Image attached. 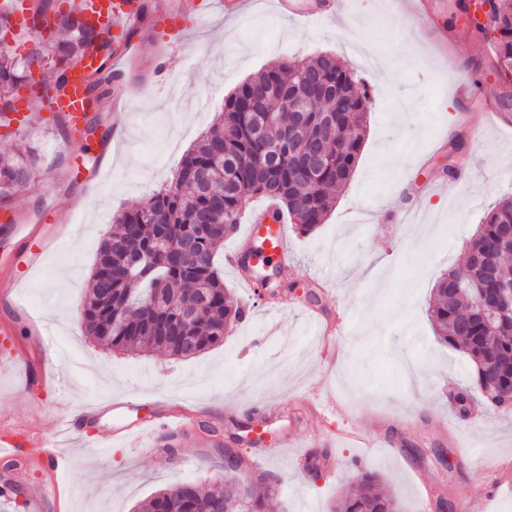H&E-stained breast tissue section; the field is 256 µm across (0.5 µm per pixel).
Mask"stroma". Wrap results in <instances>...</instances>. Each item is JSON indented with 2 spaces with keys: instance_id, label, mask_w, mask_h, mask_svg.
Instances as JSON below:
<instances>
[{
  "instance_id": "stroma-1",
  "label": "stroma",
  "mask_w": 512,
  "mask_h": 512,
  "mask_svg": "<svg viewBox=\"0 0 512 512\" xmlns=\"http://www.w3.org/2000/svg\"><path fill=\"white\" fill-rule=\"evenodd\" d=\"M417 27L400 0H334L316 23L277 15L273 0H244L236 18L218 14L191 31L187 53L169 56L144 42L126 74L133 87L127 126L108 167L97 169L98 137L75 139L63 127L24 129L43 154L48 184L22 188L9 203L26 221L45 191L63 209L59 224H40L47 249L12 248L5 273L23 275V312L0 307V425L56 435L58 412L102 405L91 429L110 432L180 406L195 416L173 449L145 455L106 443L96 454L73 448L70 492L61 507L36 501L43 478L30 454L17 458L16 483L0 494V512H145L168 482L212 483L224 458L201 445L202 426L230 438L250 418H267V441L288 436L280 453L241 445L255 467L281 475L267 512H332L357 471L380 477L398 512H438L484 503L512 512V413L475 395L469 419L448 390L470 380L465 355L440 343L427 314L440 275L463 266L466 244L488 207L512 193V108L482 112L478 101L505 93L489 61L491 41L463 23L449 24L439 0H426ZM336 54L373 95L367 134L351 182L316 231L292 234L285 264L255 258L265 288H244L232 269L224 285L246 317L213 347L183 361L157 351L116 353L94 342L80 308L102 238L121 210L136 206L171 178L186 150L218 121L225 95L283 58ZM483 63L481 71L469 60ZM394 62L380 82L383 62ZM478 81L475 101L457 98L458 82ZM461 137L469 176H448V144ZM96 170L91 182L67 179L68 159ZM336 319L335 366L321 363L308 311ZM134 398L132 406L123 401ZM350 426L386 440L383 451L334 439ZM475 448L479 456L465 464ZM448 452L450 464L436 458Z\"/></svg>"
}]
</instances>
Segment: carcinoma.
Segmentation results:
<instances>
[{
  "mask_svg": "<svg viewBox=\"0 0 512 512\" xmlns=\"http://www.w3.org/2000/svg\"><path fill=\"white\" fill-rule=\"evenodd\" d=\"M448 26L458 18L486 38L493 35V71L512 85V0H493L480 17L469 0H452ZM56 79L64 90L67 71L81 65L93 48L107 60L112 39L84 26L72 14L56 15L54 35ZM35 47L25 57L0 52V122L8 120L17 91L31 64ZM336 90L340 106L329 113L322 140H313L320 118L312 86ZM292 100L303 109L302 122L282 136L266 117ZM372 102L359 89L353 68L332 53L310 59L277 61L250 76L224 99L220 125L206 133L184 156L173 180L154 191L138 207L117 216V230L100 244L89 278L83 320L87 335L113 351L158 350L178 359L195 358L224 343V335L243 319L244 307L224 287L217 262L224 240L237 231L246 199H273L275 214L288 215L301 235L324 223L339 193L357 168L364 143L365 115ZM322 153L320 167L307 172L301 159ZM40 165V153L21 141L11 156L0 157V203L24 187ZM209 224L208 234L197 225ZM512 225V195L495 202L473 234L489 261L467 267V283L458 287V269L438 280L428 312L439 340L460 348L472 362V384L458 394L472 400L471 390L486 395L492 408L512 412V310L503 308L492 323L474 303V287L494 288L512 282L502 265L509 254L501 245V227ZM165 284L164 305L145 302L150 291ZM207 301L199 304L200 291ZM190 310L196 315L184 319ZM235 469L225 471L224 484L197 487L173 482L150 500L149 512H215L224 502L228 512H266L272 487L266 473H252V484L235 491ZM378 476L361 471L340 498L336 512H395L393 500L377 490Z\"/></svg>",
  "mask_w": 512,
  "mask_h": 512,
  "instance_id": "cac0c4a2",
  "label": "carcinoma"
}]
</instances>
